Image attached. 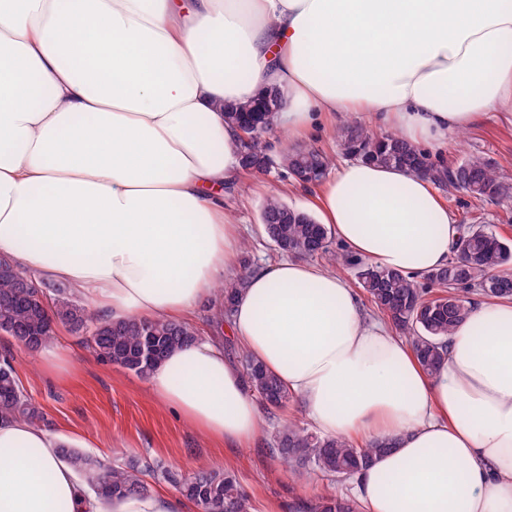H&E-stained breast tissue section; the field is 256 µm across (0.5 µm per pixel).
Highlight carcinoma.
<instances>
[{
    "instance_id": "cac0c4a2",
    "label": "carcinoma",
    "mask_w": 512,
    "mask_h": 512,
    "mask_svg": "<svg viewBox=\"0 0 512 512\" xmlns=\"http://www.w3.org/2000/svg\"><path fill=\"white\" fill-rule=\"evenodd\" d=\"M249 105L224 109V120L239 125L252 113ZM267 113H262L258 129L242 149L241 162L249 172H264L271 159L265 154L266 136L272 131ZM340 149L352 159L377 164L419 169L443 187L461 190L479 200L512 197V184L501 179L500 165L479 154H472L452 165L437 164L423 149L388 134L379 136L351 120L340 126ZM282 163L292 180L310 184L322 181L334 164L332 156L313 147L300 146L287 151ZM261 221L278 250L298 256L329 252L330 229L303 210L292 208L281 199L266 201ZM338 264L356 268V277L369 295L377 312L395 332L404 337L422 368L436 373L448 352V336L470 311L469 295L478 292L493 299L512 298V240L480 226L461 224L451 246L448 262L419 278L387 270L361 260L333 256ZM27 273L14 267L10 259L0 261V332L15 342L36 349L52 340L58 327L83 336L85 343L104 362L146 377L170 350L192 342L197 332L190 323L164 319L112 322L100 318L88 306L74 301L69 286L61 281L45 282L53 303L25 296ZM243 281L218 289L220 316L230 318L237 292ZM246 383L266 409L273 411L289 402L290 395L278 379L258 365L248 354L240 356ZM35 421L38 409L29 401L14 375L11 363L0 361V418ZM390 442L373 441L358 445L343 439L324 438L295 423L281 425L275 433L272 454L288 466L297 481L320 472L336 480L354 477L368 466L373 455ZM101 496L123 498L150 492L142 471L134 465H114L102 476L103 464L72 448L62 449ZM181 494L200 512H250V500L237 476L228 470L199 469L186 478H172ZM301 512H358V503L336 492H328L304 504Z\"/></svg>"
}]
</instances>
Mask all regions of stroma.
Instances as JSON below:
<instances>
[{"label":"stroma","mask_w":512,"mask_h":512,"mask_svg":"<svg viewBox=\"0 0 512 512\" xmlns=\"http://www.w3.org/2000/svg\"><path fill=\"white\" fill-rule=\"evenodd\" d=\"M479 153L497 161L504 180L512 182V125L487 120L466 130L453 142L448 159L459 160ZM287 170L273 163L263 174H247L236 197V218L244 242L243 257L251 267L272 265L283 255L270 241L261 224V210L273 196L289 206H308L305 193L290 189ZM448 209L459 224H477L512 239V200L478 201L462 192L447 196ZM57 343L72 350L70 375L45 372L38 353L0 334V358H8L25 393L44 416V424L68 433L73 446L105 464L134 463L145 468L152 490L174 492L172 482L154 472L156 464L180 475L211 467L223 458L250 498L252 512H264L275 504L280 512H292L298 500H310L330 490L351 493L348 482L315 476L294 482L284 463L269 451L277 424L304 422L296 401L273 419L265 420L264 432L247 448L227 449L209 441L185 425L178 414L151 395L146 378L116 365L98 361L79 336L59 328Z\"/></svg>","instance_id":"obj_1"}]
</instances>
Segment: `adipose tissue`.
Here are the masks:
<instances>
[{
  "instance_id": "ef3b65f1",
  "label": "adipose tissue",
  "mask_w": 512,
  "mask_h": 512,
  "mask_svg": "<svg viewBox=\"0 0 512 512\" xmlns=\"http://www.w3.org/2000/svg\"><path fill=\"white\" fill-rule=\"evenodd\" d=\"M270 88L269 154L361 114L447 149L488 115L512 121V0H0V255L112 321H187L242 280L235 343L322 436L392 441L353 481L360 512H512V300L473 304L431 376L338 273L240 274L241 132L224 109ZM309 191L381 268L426 274L457 238L434 182L405 168L354 159ZM148 388L209 439L261 435L217 339L169 353ZM67 442L0 419V512H188L162 491L105 503Z\"/></svg>"
}]
</instances>
